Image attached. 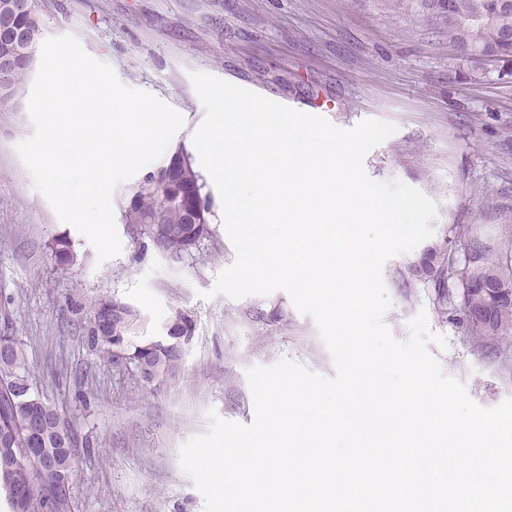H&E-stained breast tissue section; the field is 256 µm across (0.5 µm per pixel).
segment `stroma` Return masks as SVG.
<instances>
[{
	"instance_id": "stroma-1",
	"label": "stroma",
	"mask_w": 512,
	"mask_h": 512,
	"mask_svg": "<svg viewBox=\"0 0 512 512\" xmlns=\"http://www.w3.org/2000/svg\"><path fill=\"white\" fill-rule=\"evenodd\" d=\"M37 16L43 38L75 37L123 85L154 95L184 120L164 153L115 189L121 251L101 263L35 188L18 154L34 131V75L0 111V327L23 345L31 391L55 404L75 434L76 512H203L180 449L208 430L209 413L253 421L247 369L288 359L334 373L315 321L287 292L212 295L236 258L217 194L209 196L213 238L176 267L123 219L139 184L177 149H194L205 108L192 74L301 112L314 99L329 101L327 120L345 130L368 119L394 124L364 159L371 179L432 199L435 238L452 224L475 225L492 246L512 237V63L454 60L447 31L419 0H39ZM61 235L79 265L55 262L48 245ZM419 256L396 255L382 266L391 336L407 341L410 320L426 312L431 332L447 340L428 346L442 372L481 407L512 399V347L474 349L459 310L439 313L430 289L405 287L407 266ZM102 297L138 310L149 336L175 312L190 317L193 336L174 377L149 386L132 366L106 359L91 340L89 314Z\"/></svg>"
}]
</instances>
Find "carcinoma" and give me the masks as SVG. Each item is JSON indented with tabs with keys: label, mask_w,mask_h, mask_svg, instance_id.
Instances as JSON below:
<instances>
[{
	"label": "carcinoma",
	"mask_w": 512,
	"mask_h": 512,
	"mask_svg": "<svg viewBox=\"0 0 512 512\" xmlns=\"http://www.w3.org/2000/svg\"><path fill=\"white\" fill-rule=\"evenodd\" d=\"M432 17L448 30V53L461 62L512 61V0H424ZM38 0H0V19L25 34L35 48L40 36ZM0 107L14 99L32 67L33 57L0 38ZM196 192L187 199L185 188ZM204 184L189 158L179 153L135 192L125 210V223L172 264L180 265L199 244L213 236ZM51 256L62 266L77 255L70 241L54 238ZM414 282L433 288L439 304L449 288L458 290L466 334L477 350L512 346V240L492 248L471 224H451L446 234L427 246L408 266ZM93 338L107 356L112 339L138 346L149 371L143 380L174 376L181 358L175 345L190 340L192 320L177 312L163 325L161 336H137L141 316L131 306L101 298L90 305ZM25 354L11 329H0V488L11 512H73L72 482L75 439L57 407L30 392Z\"/></svg>",
	"instance_id": "obj_1"
}]
</instances>
